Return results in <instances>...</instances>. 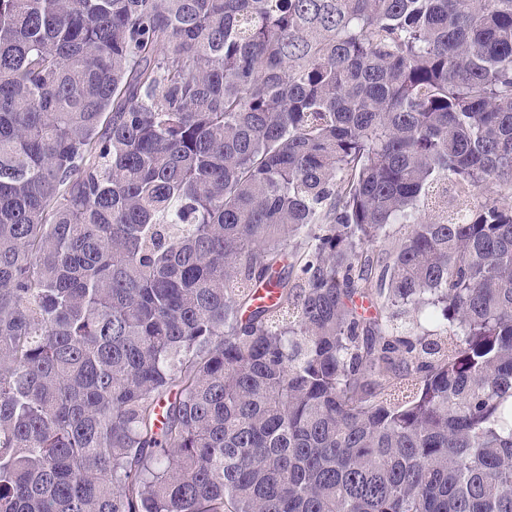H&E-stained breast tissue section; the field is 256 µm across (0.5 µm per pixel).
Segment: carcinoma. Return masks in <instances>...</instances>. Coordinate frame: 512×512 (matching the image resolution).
<instances>
[{
  "mask_svg": "<svg viewBox=\"0 0 512 512\" xmlns=\"http://www.w3.org/2000/svg\"><path fill=\"white\" fill-rule=\"evenodd\" d=\"M0 512H512V0H0Z\"/></svg>",
  "mask_w": 512,
  "mask_h": 512,
  "instance_id": "cac0c4a2",
  "label": "carcinoma"
}]
</instances>
